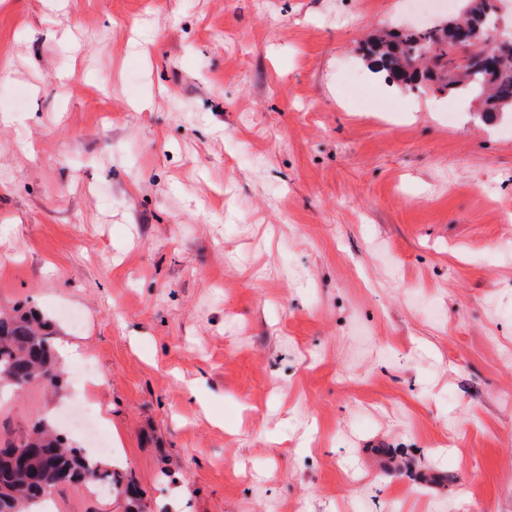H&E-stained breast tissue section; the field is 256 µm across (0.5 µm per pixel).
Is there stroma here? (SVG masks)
Masks as SVG:
<instances>
[{
  "mask_svg": "<svg viewBox=\"0 0 512 512\" xmlns=\"http://www.w3.org/2000/svg\"><path fill=\"white\" fill-rule=\"evenodd\" d=\"M460 6L0 0V309L82 350L0 439L154 512H512V124L359 51Z\"/></svg>",
  "mask_w": 512,
  "mask_h": 512,
  "instance_id": "1",
  "label": "stroma"
}]
</instances>
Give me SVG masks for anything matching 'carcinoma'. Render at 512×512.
<instances>
[{
  "mask_svg": "<svg viewBox=\"0 0 512 512\" xmlns=\"http://www.w3.org/2000/svg\"><path fill=\"white\" fill-rule=\"evenodd\" d=\"M463 15L425 27L382 30L360 51L389 81L409 90L469 96L482 104L479 117L512 119V43L491 39L500 0H463ZM53 320L32 310L0 313V386L24 390L34 382L58 385L61 366ZM107 485L126 496V512H147L132 478L114 465L89 458L46 420L0 446V512H33L58 487Z\"/></svg>",
  "mask_w": 512,
  "mask_h": 512,
  "instance_id": "obj_1",
  "label": "carcinoma"
}]
</instances>
